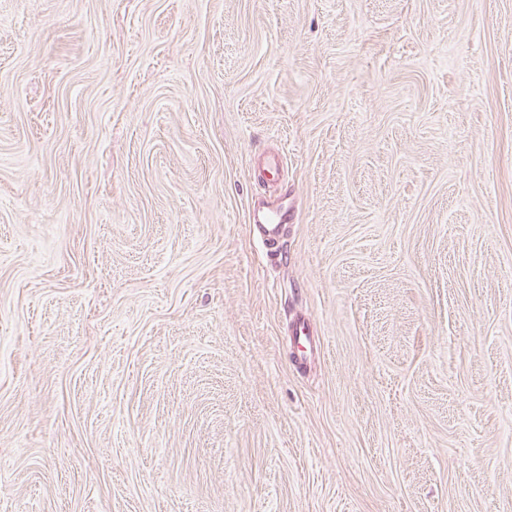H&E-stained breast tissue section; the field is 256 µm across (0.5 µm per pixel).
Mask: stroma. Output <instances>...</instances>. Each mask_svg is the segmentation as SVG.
Segmentation results:
<instances>
[{
	"instance_id": "obj_1",
	"label": "stroma",
	"mask_w": 512,
	"mask_h": 512,
	"mask_svg": "<svg viewBox=\"0 0 512 512\" xmlns=\"http://www.w3.org/2000/svg\"><path fill=\"white\" fill-rule=\"evenodd\" d=\"M0 512H512V0H0ZM294 212L283 204L280 198L265 200L262 209H253L251 224L258 232V238L269 249L280 243L286 224L294 221Z\"/></svg>"
}]
</instances>
